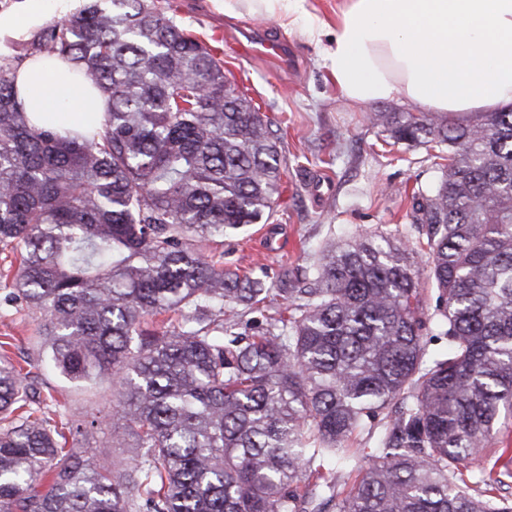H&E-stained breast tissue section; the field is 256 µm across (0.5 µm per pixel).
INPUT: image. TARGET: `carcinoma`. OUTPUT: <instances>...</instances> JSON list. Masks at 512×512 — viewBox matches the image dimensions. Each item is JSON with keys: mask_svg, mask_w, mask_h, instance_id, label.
Segmentation results:
<instances>
[{"mask_svg": "<svg viewBox=\"0 0 512 512\" xmlns=\"http://www.w3.org/2000/svg\"><path fill=\"white\" fill-rule=\"evenodd\" d=\"M28 55L108 105L90 135L38 129L0 61V245L46 366L109 378L103 443L133 451L82 453V424L2 355L0 512H512L492 495L512 444L470 469L512 421V109L373 113L396 143L448 149L412 195L424 257L365 232L267 281L205 254L270 220L285 170L223 59L156 0H85ZM365 428L375 448L348 447Z\"/></svg>", "mask_w": 512, "mask_h": 512, "instance_id": "obj_1", "label": "carcinoma"}]
</instances>
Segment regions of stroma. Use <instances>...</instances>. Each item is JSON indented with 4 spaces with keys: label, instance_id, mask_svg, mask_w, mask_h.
Masks as SVG:
<instances>
[{
    "label": "stroma",
    "instance_id": "stroma-1",
    "mask_svg": "<svg viewBox=\"0 0 512 512\" xmlns=\"http://www.w3.org/2000/svg\"><path fill=\"white\" fill-rule=\"evenodd\" d=\"M225 0H160L202 42L219 48L224 72L246 89L262 113L281 128L283 191L268 223L243 228L209 251L225 265L254 277L264 271L309 264L329 236L408 230L412 194L436 182L432 153L423 147L389 145L369 111L397 112L395 102L367 109L341 99L321 64V46L301 26L283 27L272 16L240 15ZM271 40L282 52L270 58L239 55L238 46ZM16 253L0 248V336L8 337L13 360H37L44 320L11 302ZM42 382L74 418L94 414L109 420L112 393L107 380L81 387L46 374Z\"/></svg>",
    "mask_w": 512,
    "mask_h": 512
}]
</instances>
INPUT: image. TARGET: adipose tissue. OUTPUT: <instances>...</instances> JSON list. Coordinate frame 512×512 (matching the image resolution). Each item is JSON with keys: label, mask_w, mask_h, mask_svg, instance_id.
Returning a JSON list of instances; mask_svg holds the SVG:
<instances>
[{"label": "adipose tissue", "mask_w": 512, "mask_h": 512, "mask_svg": "<svg viewBox=\"0 0 512 512\" xmlns=\"http://www.w3.org/2000/svg\"><path fill=\"white\" fill-rule=\"evenodd\" d=\"M72 0H16L0 11L6 39L34 33ZM304 0H235L247 15L320 25ZM322 64L350 103L396 101L426 112H497L512 106V0H346ZM17 99L33 126L58 134L98 127L105 96L85 88L62 59L31 58L15 71Z\"/></svg>", "instance_id": "1"}]
</instances>
